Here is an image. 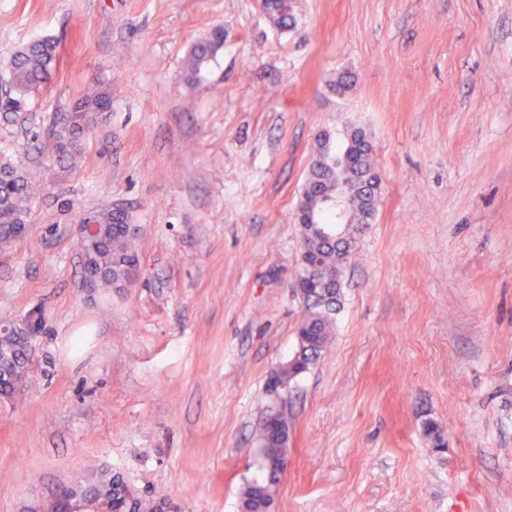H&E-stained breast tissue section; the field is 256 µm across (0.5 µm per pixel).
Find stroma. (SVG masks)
Segmentation results:
<instances>
[{
  "mask_svg": "<svg viewBox=\"0 0 512 512\" xmlns=\"http://www.w3.org/2000/svg\"><path fill=\"white\" fill-rule=\"evenodd\" d=\"M46 37L51 82L0 111V161L39 189L0 249V322L40 323L0 404V512L91 460L173 512H241L305 313L307 172L320 136L355 129L377 210L335 335L284 397L270 512H512V0H291L282 25L262 0H0V74ZM97 82L112 104L58 162L47 132ZM112 207L140 227L139 277L91 291L77 215ZM224 48V30L215 29L207 38L196 43L188 56L186 62V71L193 79L201 75L211 61L216 60L217 56Z\"/></svg>",
  "mask_w": 512,
  "mask_h": 512,
  "instance_id": "35a3bbf8",
  "label": "stroma"
}]
</instances>
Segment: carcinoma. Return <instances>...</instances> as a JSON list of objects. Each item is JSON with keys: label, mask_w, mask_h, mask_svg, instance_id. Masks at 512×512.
I'll use <instances>...</instances> for the list:
<instances>
[{"label": "carcinoma", "mask_w": 512, "mask_h": 512, "mask_svg": "<svg viewBox=\"0 0 512 512\" xmlns=\"http://www.w3.org/2000/svg\"><path fill=\"white\" fill-rule=\"evenodd\" d=\"M223 48L224 30L220 28L196 43L186 62L189 76H200ZM56 51L57 43L49 38L32 41L17 50L8 64L9 90L21 96L38 91L50 76ZM111 103L112 88L96 83L75 102L73 110L85 113L84 120L88 122L92 114L108 110ZM86 134L85 130L52 126L49 131L52 154L63 162L76 158ZM350 167L356 183L350 202L353 223L349 239L341 246L330 238L336 230V213L324 202L334 175L332 154L327 151L317 153L303 189L301 204L314 210L317 225H301L302 256L314 255L319 264L311 270L302 267L293 284L305 303L306 315L297 329L294 355L275 372V381L282 390L307 373L328 347L334 331L333 314L340 303L336 268L342 261L351 259L356 235L374 215L377 192L372 190V180L376 174L366 142L352 148ZM32 194V185L17 166L9 162L0 164L1 249L17 241L16 226L25 223L27 203ZM100 221L111 225L109 236L101 242L87 244L85 249L96 267L107 275L105 286L120 291L137 280L135 270L140 266L137 234L128 230L131 217L127 213L102 210ZM27 362L26 346L12 341L0 345V402H8L20 392L28 375ZM288 431V416L283 412L276 411L265 418L258 436L260 474L248 481L241 491L242 512H267L284 471Z\"/></svg>", "instance_id": "obj_1"}]
</instances>
